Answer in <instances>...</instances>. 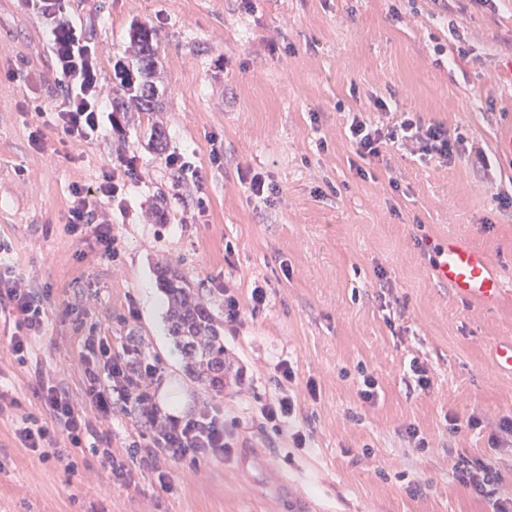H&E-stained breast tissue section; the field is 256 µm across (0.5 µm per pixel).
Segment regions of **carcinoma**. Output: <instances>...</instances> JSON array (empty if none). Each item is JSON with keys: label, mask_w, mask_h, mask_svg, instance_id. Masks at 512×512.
Masks as SVG:
<instances>
[{"label": "carcinoma", "mask_w": 512, "mask_h": 512, "mask_svg": "<svg viewBox=\"0 0 512 512\" xmlns=\"http://www.w3.org/2000/svg\"><path fill=\"white\" fill-rule=\"evenodd\" d=\"M130 69L121 67L119 82L112 87V111L126 119L152 117L158 111L157 88L158 42L153 28L141 24L130 34ZM160 284L168 298L167 321L186 358V368L196 379L212 386L224 383V336L221 322L181 276L164 267L159 271Z\"/></svg>", "instance_id": "obj_1"}]
</instances>
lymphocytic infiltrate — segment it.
Returning a JSON list of instances; mask_svg holds the SVG:
<instances>
[{
  "mask_svg": "<svg viewBox=\"0 0 512 512\" xmlns=\"http://www.w3.org/2000/svg\"><path fill=\"white\" fill-rule=\"evenodd\" d=\"M27 8L41 22L46 50L58 80L67 90L63 109L53 115L54 124L72 142H89L101 132V77L98 52L84 35L69 8V0H25ZM348 132L361 161L356 172L366 176L368 164L379 160L387 146L415 143L427 160L451 161L456 146L443 124L424 123L416 117L376 126L361 114H353ZM134 163L106 172L96 188L72 185L73 204L67 224L72 234H90L92 249L109 255L118 252V239L108 222L96 221V208L119 202L127 181L139 179ZM0 309L14 321L8 351L20 364L26 363L44 329L47 311L44 300L17 278L10 266L0 265ZM88 385L84 391L91 410L109 417L133 413L143 427L137 439L128 444L129 460L161 458L174 462L231 455L236 445L234 433L224 422V412L210 408L186 417L162 415L150 391L159 376V367L144 352L141 344L125 345L122 353L112 351L108 337L90 336L82 355ZM38 395L44 417H22L14 428L21 447L40 460H55L69 466L75 451H99L116 479H127L129 469L104 448L86 411L78 409L68 390L58 382L42 378ZM456 470L460 480L474 494L492 498L493 512H512V498H494L492 488L499 480L496 467L482 460H461Z\"/></svg>",
  "mask_w": 512,
  "mask_h": 512,
  "instance_id": "lymphocytic-infiltrate-1",
  "label": "lymphocytic infiltrate"
}]
</instances>
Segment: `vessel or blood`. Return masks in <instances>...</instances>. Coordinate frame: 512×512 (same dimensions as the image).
I'll return each mask as SVG.
<instances>
[{
  "label": "vessel or blood",
  "instance_id": "1",
  "mask_svg": "<svg viewBox=\"0 0 512 512\" xmlns=\"http://www.w3.org/2000/svg\"><path fill=\"white\" fill-rule=\"evenodd\" d=\"M437 271L439 279L464 299H476L491 304L498 300L506 288L505 281L486 254L456 238L448 239L443 244ZM237 467L244 473L256 471L266 474L265 486L272 498L287 496V475L271 471L263 455H242L238 459Z\"/></svg>",
  "mask_w": 512,
  "mask_h": 512
}]
</instances>
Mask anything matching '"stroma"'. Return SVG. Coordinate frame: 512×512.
<instances>
[{"mask_svg":"<svg viewBox=\"0 0 512 512\" xmlns=\"http://www.w3.org/2000/svg\"><path fill=\"white\" fill-rule=\"evenodd\" d=\"M71 10L101 70L103 131L81 145L53 123L66 90L40 24L23 0H0V241L47 308L25 366L8 353L14 323L0 313V391L21 401L0 410V512H490L457 480L462 456L492 460L496 496L512 497V446L491 441L512 416V373L492 355L512 340V156L499 149L512 131V0H71ZM137 24L158 36L160 153L147 146L145 120L112 126L114 65ZM377 98L394 111H377ZM355 112L443 123L461 137L459 153L440 163L412 145L392 148L359 177L348 138ZM171 153L200 167L204 217L193 216V187L166 167ZM130 160L140 181L125 187L122 206L98 210L118 238L111 258L68 231L70 188L94 187ZM246 167L279 186L274 205L250 199L239 180ZM451 236L510 280L495 305L437 279V250ZM161 266L181 272L219 317L222 286H233L241 317L225 325L224 351L243 385L215 391L186 372ZM257 285L267 298L256 310ZM89 336L109 337L117 352L140 342L160 367L157 402L174 387L182 414L223 407L238 448L287 473L288 498L271 503L261 478L240 475L230 458L165 463V489L148 461L131 462L122 482L91 450L76 452L68 472L21 448L17 418L44 414L37 370L59 373L82 400ZM282 359L295 371V424L311 435L304 449L260 426ZM414 359L428 369V390L409 370ZM365 372L379 385L372 404L357 394ZM452 414L482 425L449 433ZM411 426L426 447L409 438Z\"/></svg>","mask_w":512,"mask_h":512,"instance_id":"stroma-1","label":"stroma"}]
</instances>
